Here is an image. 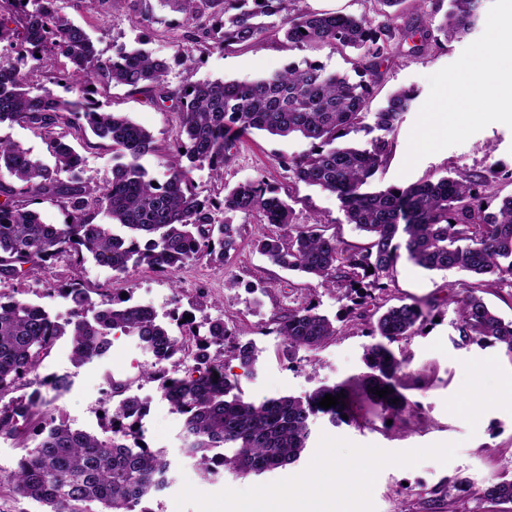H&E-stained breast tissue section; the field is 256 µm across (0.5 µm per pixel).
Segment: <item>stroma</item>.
Here are the masks:
<instances>
[{
    "mask_svg": "<svg viewBox=\"0 0 512 512\" xmlns=\"http://www.w3.org/2000/svg\"><path fill=\"white\" fill-rule=\"evenodd\" d=\"M63 7L104 51L141 41L156 56L170 59L168 80L174 87L216 79L256 80L306 59L350 74L357 61L356 53L349 50L327 46L300 50L276 35L260 48L236 46L226 52L198 53L193 60L178 63L172 59L171 41L184 30L182 14L158 5L152 22L143 23L129 0H65ZM511 12L512 0H482L480 20L463 39L441 42L422 53L414 51L412 38L392 43L369 107L377 109L401 88L414 89L417 98L391 136L393 149L376 175L375 186H406L449 173L494 168L498 174L488 192L489 211H496L503 198L512 196V117L490 114L489 99L469 97L464 87H448L474 50L484 44L489 24ZM451 90L475 112L461 132L431 122L432 109ZM97 98L107 110L149 130L160 146H168L178 132L176 113L147 95L108 84L99 87ZM66 135L83 158L80 180L93 189L105 186L115 163L110 143L87 130L70 129ZM310 147L309 140L299 136L281 138L260 131L242 135L224 166L223 178H216L205 166L193 170L195 190L200 197L220 200L225 186L261 179L280 196L290 198L295 223L318 219L345 243L365 244L364 234L346 223L335 195L294 182L281 166V158L301 156ZM275 230V225L258 218H244L239 247L223 263L204 256L173 276L143 266L119 274L89 258L77 264L62 256L48 276L1 282L0 294L40 305L62 319L73 304L58 287L76 280L88 288L96 305L106 306L123 293L132 302L151 307L174 334L186 313L194 314L201 326L207 319H222L230 329L239 330V343L252 345L255 352L251 368H243L234 358L228 362L237 390L246 398L304 396L318 387L354 379L366 370L363 353L371 339L365 325L343 322L340 335L314 351L288 352L277 336L276 318L309 302L321 314L335 317L342 307V292L326 290L315 280L269 263L255 242ZM467 278V273L457 270L428 271L403 257L387 290L369 308L375 317L401 303L439 304L427 330L393 345L394 351L411 359L403 393L417 403L416 418L387 423L369 401L360 400L358 423L335 426L326 417L315 418L299 461L263 475L228 472L203 480L194 462L180 452L181 416L172 410L158 382L141 381L142 394L152 398L145 440L150 448L166 450L173 462L168 485L149 500V508L152 512H245L257 490L291 492L326 458L353 461L357 472L354 488L335 495L342 512H428L429 500L449 480L479 486L493 476L512 477V356L496 345H456L457 315L454 307L444 303L446 284ZM150 359L129 337L116 341L105 357L78 365L72 360L70 340L64 337L39 372L71 377L56 405L73 428L99 437L103 434L100 412L110 395L108 378Z\"/></svg>",
    "mask_w": 512,
    "mask_h": 512,
    "instance_id": "35a3bbf8",
    "label": "stroma"
}]
</instances>
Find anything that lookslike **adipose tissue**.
Masks as SVG:
<instances>
[{
	"mask_svg": "<svg viewBox=\"0 0 512 512\" xmlns=\"http://www.w3.org/2000/svg\"><path fill=\"white\" fill-rule=\"evenodd\" d=\"M490 32L489 43L473 55L459 80L490 96L496 110L512 112V77L501 75L504 60L512 61V14L494 21ZM326 468L331 474L330 481L308 477L294 492L306 504V512H323V505L349 480L347 470L336 461L327 460Z\"/></svg>",
	"mask_w": 512,
	"mask_h": 512,
	"instance_id": "adipose-tissue-1",
	"label": "adipose tissue"
}]
</instances>
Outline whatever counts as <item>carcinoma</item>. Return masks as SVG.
<instances>
[{
  "label": "carcinoma",
  "mask_w": 512,
  "mask_h": 512,
  "mask_svg": "<svg viewBox=\"0 0 512 512\" xmlns=\"http://www.w3.org/2000/svg\"><path fill=\"white\" fill-rule=\"evenodd\" d=\"M61 0H0V42L9 41L16 56L0 59V125L30 129L47 140L54 165L30 156L16 142L0 136V279H23L49 272L68 255L77 262L91 257L117 273L146 266L174 274L201 256L222 262L237 249L242 225L238 214L257 216L285 230L267 235L255 247L271 263L311 275L324 288L347 289L344 316L362 321L365 305L384 290L401 256L431 271L457 269L479 278L478 285H448V304L456 306L459 346L495 344L512 353V322L502 321L477 295L478 288L512 284V196L497 211L482 209L488 176L469 173L441 176L406 187L370 188L371 179L392 151L390 134L416 99L412 89L392 93L384 106L369 113L379 67L397 38V14L404 0H377V17L341 13L298 12L291 0H157L184 15L186 35L172 41L174 56L193 51L259 48L281 33L295 48L329 46L357 52L358 79L329 71L316 61L290 64L251 82L203 81L169 87V64L143 47L121 46L106 57L91 34L59 6ZM482 0H449L435 30L421 25L415 51L444 39L462 38L476 27ZM62 55L63 68L49 74L44 62ZM105 80L134 92L148 91L157 104L178 113L181 131L175 144L163 149L153 134L127 116L106 111L96 99ZM64 84L72 98L53 93L47 84ZM373 115L374 125L365 123ZM87 125L121 153L112 178L100 189L60 174L82 163V156L58 127ZM377 129L382 135L358 144L343 141L352 133ZM265 131L310 140V150L286 162L292 178L336 195L347 223L366 233L369 242L348 249L321 221L293 223L288 200L259 181L239 183L224 199H202L192 186L191 172L208 165L218 177L231 157L239 133ZM161 156L168 178L154 179L140 164L145 156ZM63 203L68 222L46 224L29 205L42 200ZM104 214L108 224L94 219ZM348 257H343V254ZM74 305L73 316L59 322L39 305L0 294V396L18 383L32 388L25 397L0 407V438L19 442L17 467L4 477L14 492L44 507L42 512H134L138 503L165 488L172 461L152 450L144 431L133 421L147 405L130 385H112L114 407L104 408L105 433L98 437L71 427L50 406L68 388L64 377L51 383L53 396L34 387L36 371L63 336L70 337L72 357L85 364L110 348L109 336H136L153 353L154 362L140 373L160 382V389L183 417L185 453L197 460L205 479L215 477L213 448H227L222 470L262 474L293 464L307 448L311 419L321 413L332 423L356 422L355 402L364 397L383 415L407 421L418 405L400 392L410 359L390 345L422 332L436 305L402 303L370 323L373 342L364 350L367 372L354 383L320 387L304 397L246 399L232 393L236 379L225 371L224 347L244 367L254 352L235 342L237 331L216 319L208 334L197 333L195 320L171 334L156 312L131 298H112L88 320L95 306L78 282L60 286ZM335 321L307 304L279 318L276 334L288 350H313L337 336ZM194 346V370L179 374L175 361ZM219 378H214V374ZM389 388L385 397L375 392ZM327 394L345 395L328 409L318 406ZM347 418H342V415ZM478 500L512 503V479L498 477L475 490L452 480L439 490V500L460 494Z\"/></svg>",
  "instance_id": "1"
}]
</instances>
